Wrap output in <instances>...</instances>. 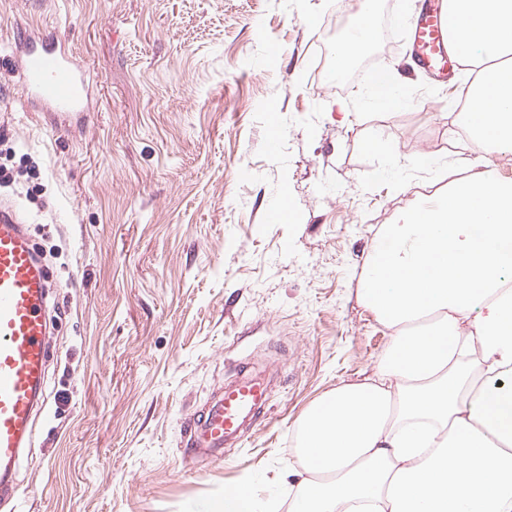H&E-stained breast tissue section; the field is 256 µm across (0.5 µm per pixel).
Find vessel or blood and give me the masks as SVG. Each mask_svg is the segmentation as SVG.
<instances>
[{
    "label": "vessel or blood",
    "mask_w": 512,
    "mask_h": 512,
    "mask_svg": "<svg viewBox=\"0 0 512 512\" xmlns=\"http://www.w3.org/2000/svg\"><path fill=\"white\" fill-rule=\"evenodd\" d=\"M448 0H429L411 33L417 64L446 78L457 67L449 44L464 25ZM27 96L61 117L83 112L89 86L63 43H30L20 67ZM48 270L15 205L0 202V500L18 499L15 474L35 446V419L42 402L50 350ZM268 389L241 374L225 386L189 430L186 445L197 453L222 450L230 436H244L247 417L263 413Z\"/></svg>",
    "instance_id": "1"
}]
</instances>
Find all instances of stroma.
Returning a JSON list of instances; mask_svg holds the SVG:
<instances>
[{"label":"stroma","mask_w":512,"mask_h":512,"mask_svg":"<svg viewBox=\"0 0 512 512\" xmlns=\"http://www.w3.org/2000/svg\"><path fill=\"white\" fill-rule=\"evenodd\" d=\"M361 4L0 0V200L52 279L20 512H190L244 481L290 512L299 417L389 344L356 295L377 232L447 190L448 157L477 155L406 45L383 56L406 102L337 91L328 34ZM47 33L90 77L67 121L21 86ZM244 366L270 383L264 414L194 455L186 427Z\"/></svg>","instance_id":"1"}]
</instances>
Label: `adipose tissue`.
<instances>
[{"label":"adipose tissue","instance_id":"adipose-tissue-1","mask_svg":"<svg viewBox=\"0 0 512 512\" xmlns=\"http://www.w3.org/2000/svg\"><path fill=\"white\" fill-rule=\"evenodd\" d=\"M450 2L468 21L454 48L479 67L460 122L511 148L512 0ZM456 165L373 241L358 299L390 342L300 418L291 512H512V179Z\"/></svg>","mask_w":512,"mask_h":512}]
</instances>
